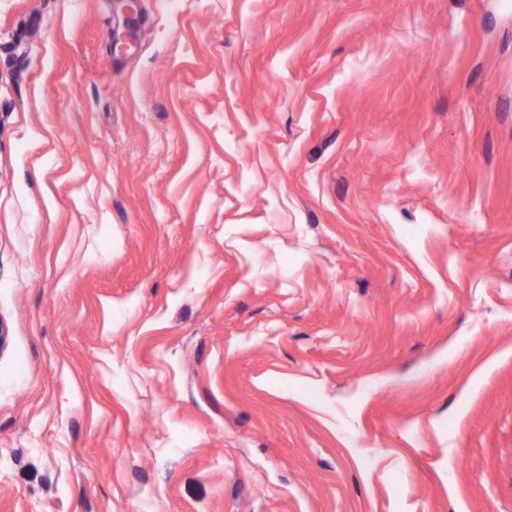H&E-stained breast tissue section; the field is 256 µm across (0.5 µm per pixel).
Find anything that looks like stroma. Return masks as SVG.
Here are the masks:
<instances>
[{"label":"stroma","instance_id":"1","mask_svg":"<svg viewBox=\"0 0 512 512\" xmlns=\"http://www.w3.org/2000/svg\"><path fill=\"white\" fill-rule=\"evenodd\" d=\"M0 512H512V0H0Z\"/></svg>","mask_w":512,"mask_h":512}]
</instances>
